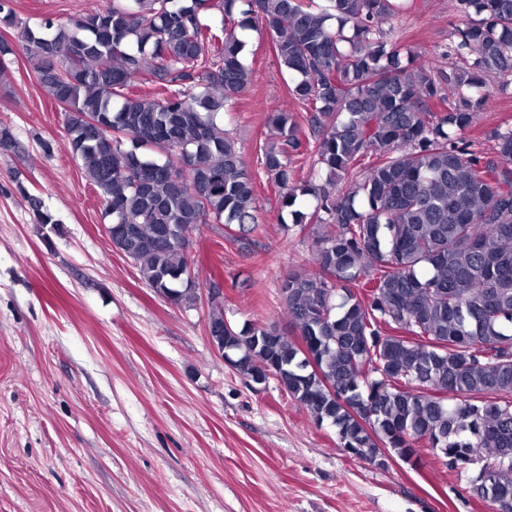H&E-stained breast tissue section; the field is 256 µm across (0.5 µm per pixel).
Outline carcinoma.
I'll return each instance as SVG.
<instances>
[{
  "instance_id": "1",
  "label": "carcinoma",
  "mask_w": 512,
  "mask_h": 512,
  "mask_svg": "<svg viewBox=\"0 0 512 512\" xmlns=\"http://www.w3.org/2000/svg\"><path fill=\"white\" fill-rule=\"evenodd\" d=\"M406 2L112 0L68 26L32 27L0 0V26L15 31L0 39V67L19 49L33 62L63 108L66 149L107 201L112 245L184 304L196 299V226L258 227L255 174L222 125L252 80L236 29L270 35L307 127L269 113L260 165L311 233L313 269L280 284L289 331L238 330L214 303L210 334L244 378L274 372L344 451L416 466L428 448L512 512V469L485 483L471 473L512 452V126L491 131L493 158L461 138L487 80L512 84V0H450L466 20L438 53L446 69L388 39ZM137 84L153 92L131 93ZM308 154L318 170L300 181ZM18 190L38 223H55ZM306 198L310 213L296 209Z\"/></svg>"
}]
</instances>
